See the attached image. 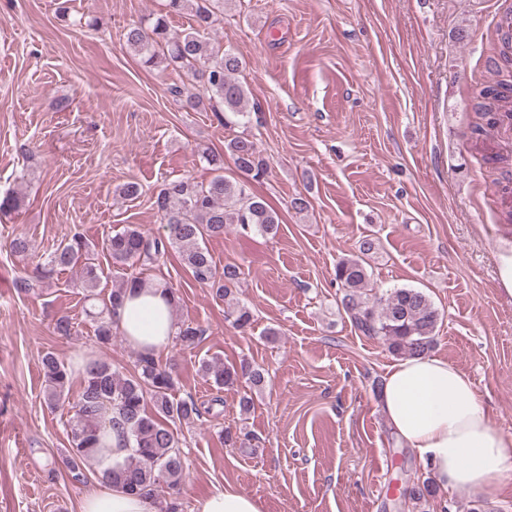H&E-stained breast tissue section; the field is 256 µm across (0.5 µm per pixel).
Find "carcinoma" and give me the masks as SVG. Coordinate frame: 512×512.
<instances>
[{
    "mask_svg": "<svg viewBox=\"0 0 512 512\" xmlns=\"http://www.w3.org/2000/svg\"><path fill=\"white\" fill-rule=\"evenodd\" d=\"M165 7V13L148 19V24L129 26L124 34L125 47L149 68L182 69L202 80L203 92L198 95L185 97L181 88L170 89L173 96L185 97V108L197 110L209 105L226 128L247 124L250 114L260 111V104L252 100L247 87L237 78L243 67L241 58L230 49L210 47L204 38L220 22L224 0H166ZM186 12L193 17L191 31L170 36L167 17ZM474 98L476 110L487 115V125L493 126L502 112L500 103L512 102V82L500 80L496 86L474 93ZM485 126L474 125L471 137L484 135ZM226 154L238 169L253 174L256 180L267 174L268 163L250 136L235 135L225 140L223 151L205 155L215 172L208 183L178 178L164 182L153 195V206L165 224L166 236L151 237L128 225L108 237L103 248L113 263L154 266L172 249L197 281L216 285L215 294L229 298L230 286L238 280L240 269L228 264L222 274H217L204 239L224 236L229 224H237L245 232L274 236L280 217L264 197L224 176ZM375 248V240L366 238L359 245V254L337 262L335 280L341 291V307L356 330L384 340L389 351L399 358L433 351L439 313L423 291L394 288L379 296L369 293L365 256ZM91 252L92 244L75 235L52 252L41 277L82 260L84 288L88 299L93 300L100 276L91 262ZM144 287L146 284L137 277L126 279L112 289L100 310L90 312L99 344L112 342L109 311L122 304L128 289ZM228 316L241 330L249 328L253 318L249 308L238 304L229 308ZM203 335L200 326L182 323L177 326L175 342L184 349H193ZM41 371L47 406L54 409L64 404L69 399L71 384L68 366L47 353L41 359ZM200 372L219 390L232 387L243 378L256 387L265 382L263 369L248 362L226 366L215 358L202 362ZM175 388L172 372L143 354L139 355L138 372L133 376L122 374L103 357L87 359L81 392L72 403L73 415L68 422L71 448L62 458L70 480L85 483L86 468L97 464L107 484L151 500L158 512H177L175 504H165L160 497L163 489L174 490L183 480V457L171 423L194 424L210 413L211 407L190 398L175 399ZM109 428L122 434L132 452L123 462L105 466L101 459V437Z\"/></svg>",
    "mask_w": 512,
    "mask_h": 512,
    "instance_id": "1",
    "label": "carcinoma"
}]
</instances>
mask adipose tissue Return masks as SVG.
Here are the masks:
<instances>
[{"instance_id": "adipose-tissue-1", "label": "adipose tissue", "mask_w": 512, "mask_h": 512, "mask_svg": "<svg viewBox=\"0 0 512 512\" xmlns=\"http://www.w3.org/2000/svg\"><path fill=\"white\" fill-rule=\"evenodd\" d=\"M113 321L137 350L156 357L171 347L175 315L161 287L127 292ZM396 434L416 450L436 486L489 499L512 473V435L490 420L470 377L435 354L398 360L380 398ZM81 512H156L148 499L115 487L84 496Z\"/></svg>"}]
</instances>
